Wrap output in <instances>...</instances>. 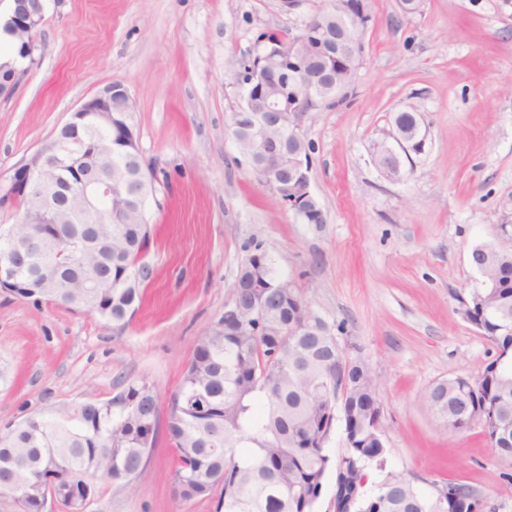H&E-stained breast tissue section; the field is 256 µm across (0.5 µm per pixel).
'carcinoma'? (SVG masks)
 <instances>
[{"mask_svg": "<svg viewBox=\"0 0 512 512\" xmlns=\"http://www.w3.org/2000/svg\"><path fill=\"white\" fill-rule=\"evenodd\" d=\"M348 13L323 8L330 31L358 41L369 18L368 0H346ZM357 61L338 52L336 59L314 64L330 80L311 79L318 103L339 94L353 77ZM253 110L234 112L232 135L243 140L253 133L265 103L253 97ZM132 116L113 111L112 133L91 128L88 137L101 161L124 170L122 197L104 203L112 217L100 225L98 248L56 269L64 283L87 267L103 275L95 288L73 283L68 288L35 289L17 296L36 304L65 306L97 313L124 325L141 299V272L150 245L140 180L147 179L142 158L120 150L121 135ZM394 133L412 152L424 150L426 136L414 112L394 117ZM305 139L294 141L279 163L290 168L309 158ZM503 223L493 228L499 243L473 246L492 254L486 270L492 287L474 288L460 299L462 314L496 346L495 357L472 382L456 375L426 392L432 412L448 428L463 433L477 424L496 421L499 433L487 435L497 458L512 467V195L501 199ZM42 238L59 252L68 245L63 224L40 225ZM51 259L48 253L27 258L14 271L26 279ZM334 326L311 308L297 289L274 300L263 322L255 318L249 290L238 289V311L232 320L219 317L201 336L171 396L167 418L175 450L172 473L182 499L219 490L216 512H316L326 480L335 478L337 512H497L478 502L462 483H444L440 493L425 492L400 473L388 472L367 489L371 469H385V443L375 428L380 413L378 378L362 360L344 356ZM121 400L63 405L11 423L0 430V486L28 492L27 512H41L42 491L51 489L64 506L80 509L75 491L91 488L97 496L107 469L112 480L130 483L146 465L156 443L159 388L140 378L126 382ZM357 437L353 446L332 456L328 444L336 424Z\"/></svg>", "mask_w": 512, "mask_h": 512, "instance_id": "obj_1", "label": "carcinoma"}]
</instances>
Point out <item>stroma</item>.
Returning <instances> with one entry per match:
<instances>
[{
    "mask_svg": "<svg viewBox=\"0 0 512 512\" xmlns=\"http://www.w3.org/2000/svg\"><path fill=\"white\" fill-rule=\"evenodd\" d=\"M321 0H49L34 63L0 95V183L80 104L111 83L133 100L155 174L146 218L151 276L127 326L0 291V428L61 404L101 401L125 380L169 399L241 267L262 246L278 276L328 322L344 354L379 379L387 467L422 489L461 482L512 512L508 467L477 431L455 433L425 392L475 377L495 354L462 315L480 279L472 247L491 240L512 194V0H369L350 86L310 112L309 224L261 183L230 135L241 97L228 80L261 35L297 31ZM416 113L426 145L400 178L372 159L396 113ZM166 429L128 484L102 483L88 512H215L177 497Z\"/></svg>",
    "mask_w": 512,
    "mask_h": 512,
    "instance_id": "35a3bbf8",
    "label": "stroma"
}]
</instances>
